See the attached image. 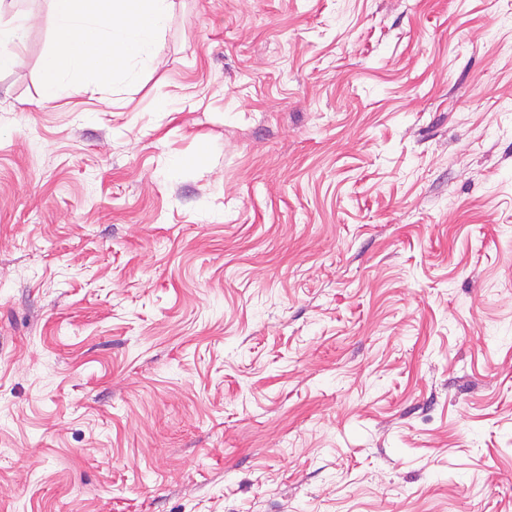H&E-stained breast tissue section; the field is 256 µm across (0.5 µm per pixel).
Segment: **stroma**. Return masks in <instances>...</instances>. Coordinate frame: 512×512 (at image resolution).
<instances>
[{
    "label": "stroma",
    "instance_id": "35a3bbf8",
    "mask_svg": "<svg viewBox=\"0 0 512 512\" xmlns=\"http://www.w3.org/2000/svg\"><path fill=\"white\" fill-rule=\"evenodd\" d=\"M0 65V512H512V0H172L127 82Z\"/></svg>",
    "mask_w": 512,
    "mask_h": 512
}]
</instances>
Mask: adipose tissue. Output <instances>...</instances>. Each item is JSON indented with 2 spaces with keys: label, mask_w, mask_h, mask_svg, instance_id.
Masks as SVG:
<instances>
[{
  "label": "adipose tissue",
  "mask_w": 512,
  "mask_h": 512,
  "mask_svg": "<svg viewBox=\"0 0 512 512\" xmlns=\"http://www.w3.org/2000/svg\"><path fill=\"white\" fill-rule=\"evenodd\" d=\"M172 0H54L57 40L46 57L43 99L53 102L84 91L78 75L101 57L112 75L129 77L135 62L148 61L160 47Z\"/></svg>",
  "instance_id": "1"
}]
</instances>
